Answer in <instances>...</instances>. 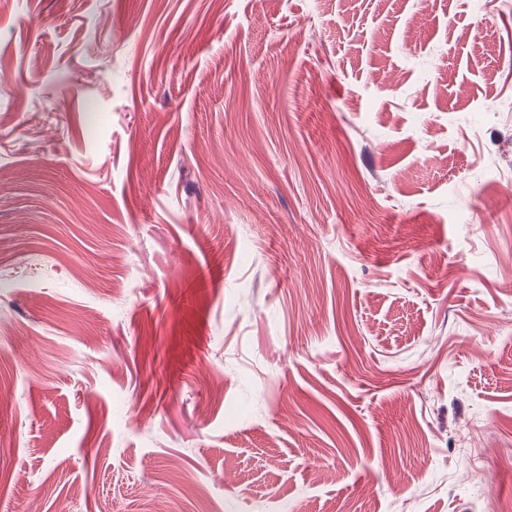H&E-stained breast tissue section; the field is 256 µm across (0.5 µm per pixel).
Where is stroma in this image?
Returning a JSON list of instances; mask_svg holds the SVG:
<instances>
[{
	"label": "stroma",
	"mask_w": 512,
	"mask_h": 512,
	"mask_svg": "<svg viewBox=\"0 0 512 512\" xmlns=\"http://www.w3.org/2000/svg\"><path fill=\"white\" fill-rule=\"evenodd\" d=\"M0 512L512 502V0H0Z\"/></svg>",
	"instance_id": "35a3bbf8"
}]
</instances>
